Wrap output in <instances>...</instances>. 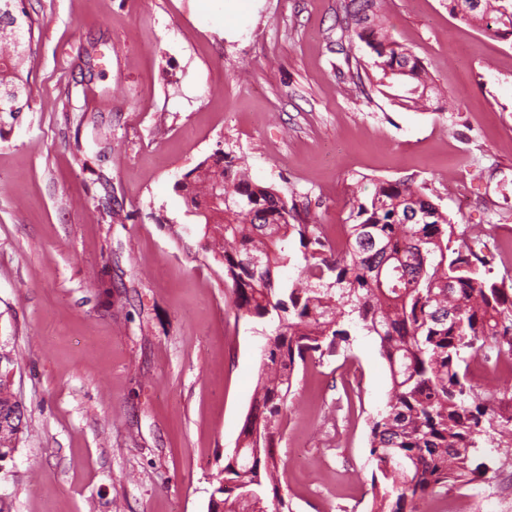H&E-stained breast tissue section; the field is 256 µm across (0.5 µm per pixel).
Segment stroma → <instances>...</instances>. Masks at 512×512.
Instances as JSON below:
<instances>
[{
  "label": "stroma",
  "mask_w": 512,
  "mask_h": 512,
  "mask_svg": "<svg viewBox=\"0 0 512 512\" xmlns=\"http://www.w3.org/2000/svg\"><path fill=\"white\" fill-rule=\"evenodd\" d=\"M39 23L31 100L0 141V350L26 409L0 463L9 512H207L255 391L263 323L236 318L222 268L174 185L224 149L255 182L342 234L377 181L422 186L512 277V36L448 0H385L389 35L440 89L421 109L351 75L339 0H24ZM85 162H78L76 151ZM468 377L497 413L512 372ZM377 336L351 329L298 366L274 443L292 512H368L372 419L389 401ZM435 496L494 512L512 437Z\"/></svg>",
  "instance_id": "35a3bbf8"
}]
</instances>
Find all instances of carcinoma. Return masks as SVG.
Returning <instances> with one entry per match:
<instances>
[{
  "instance_id": "1",
  "label": "carcinoma",
  "mask_w": 512,
  "mask_h": 512,
  "mask_svg": "<svg viewBox=\"0 0 512 512\" xmlns=\"http://www.w3.org/2000/svg\"><path fill=\"white\" fill-rule=\"evenodd\" d=\"M383 0H340V28L370 49L369 83L407 108L425 106L434 83L421 61L389 38L381 23ZM449 13L495 35H512V0H448ZM0 139L29 106L25 36L35 20L22 0H0ZM201 221L208 252L235 296V318L273 323L266 335L251 409L241 429L242 455L224 458L214 492L224 512H277L287 499L270 452L298 364L321 362L349 341L350 327L379 338L388 363L391 395L370 425L375 489L369 512H420V505L466 482L471 455L489 435L493 418L468 383V358L512 365V287L485 277L487 243L456 232L423 189L406 180H381L371 198L353 207L346 248L333 247L321 225L307 224L275 188L254 182L223 149L175 183ZM224 194V201L214 202ZM298 242L303 279L285 289L274 273L294 258ZM459 242L454 247L452 243ZM260 256L256 267L251 260ZM458 316L439 319L441 309ZM0 430V462L11 458L23 432Z\"/></svg>"
}]
</instances>
